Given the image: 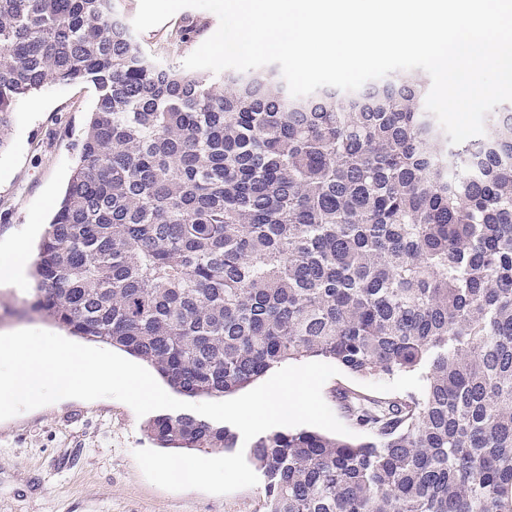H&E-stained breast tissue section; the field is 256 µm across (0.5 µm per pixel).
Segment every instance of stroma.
Instances as JSON below:
<instances>
[{
  "instance_id": "stroma-1",
  "label": "stroma",
  "mask_w": 512,
  "mask_h": 512,
  "mask_svg": "<svg viewBox=\"0 0 512 512\" xmlns=\"http://www.w3.org/2000/svg\"><path fill=\"white\" fill-rule=\"evenodd\" d=\"M190 22L199 32L185 43L174 32ZM218 24L209 11L185 8L140 38L148 53L179 66ZM94 97L91 85L59 84L18 104L0 149V266L10 263L17 244L35 252L76 166ZM31 286L26 268L0 282V333L52 330L51 322L28 310ZM423 387L416 372L378 378L342 371L327 380L322 395L346 425L339 392L390 398L417 395ZM147 423L112 398H67L0 420V512H265L260 483L225 495L171 492L150 483L133 456L153 446Z\"/></svg>"
}]
</instances>
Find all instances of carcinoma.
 <instances>
[{
  "instance_id": "1",
  "label": "carcinoma",
  "mask_w": 512,
  "mask_h": 512,
  "mask_svg": "<svg viewBox=\"0 0 512 512\" xmlns=\"http://www.w3.org/2000/svg\"><path fill=\"white\" fill-rule=\"evenodd\" d=\"M51 83L95 99L32 312L186 398L301 357L421 372L419 396L339 394L364 441H253L266 512H512V104L453 145L423 71L294 98L270 67L147 54L115 0H0V148L19 101ZM147 433L237 444L191 414Z\"/></svg>"
}]
</instances>
